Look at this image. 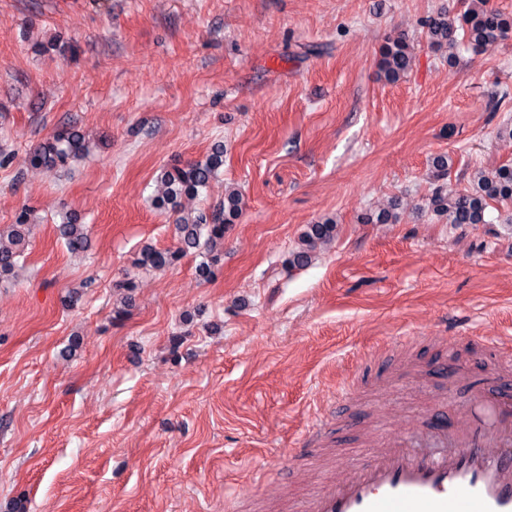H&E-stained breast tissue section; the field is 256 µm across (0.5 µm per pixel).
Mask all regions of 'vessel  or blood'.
<instances>
[{
  "label": "vessel or blood",
  "instance_id": "obj_1",
  "mask_svg": "<svg viewBox=\"0 0 512 512\" xmlns=\"http://www.w3.org/2000/svg\"><path fill=\"white\" fill-rule=\"evenodd\" d=\"M472 402L479 415L464 430L441 414L431 429L382 437L289 512H512V391L478 389Z\"/></svg>",
  "mask_w": 512,
  "mask_h": 512
}]
</instances>
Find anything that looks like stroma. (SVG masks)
Here are the masks:
<instances>
[{"instance_id": "obj_1", "label": "stroma", "mask_w": 512, "mask_h": 512, "mask_svg": "<svg viewBox=\"0 0 512 512\" xmlns=\"http://www.w3.org/2000/svg\"><path fill=\"white\" fill-rule=\"evenodd\" d=\"M456 3L0 0V227L25 208L34 225L0 283V512L21 495L27 512H256L315 486L318 464L283 456L320 418L365 409L361 431L329 433L342 477L433 410L466 425L474 380L512 383V362L471 352L473 337H512V202H489L482 224L430 206L438 186L472 191L474 170L512 164V37L432 49L424 20ZM399 34L415 62L390 83L379 47ZM66 125L92 152L32 169L31 148ZM218 145L194 205L231 184L242 211L213 276L192 254L142 274V245L175 243L157 175ZM393 197L396 223L366 222ZM70 218L89 227L79 256L55 232ZM327 218L332 244L289 269ZM443 359L457 380L432 377ZM404 362L407 380L379 382ZM348 388L356 405L336 401Z\"/></svg>"}]
</instances>
